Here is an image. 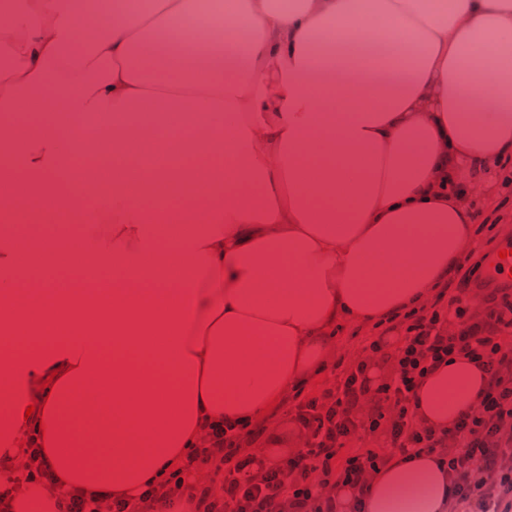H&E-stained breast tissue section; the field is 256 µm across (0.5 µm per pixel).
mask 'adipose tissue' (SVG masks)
Returning <instances> with one entry per match:
<instances>
[{
    "label": "adipose tissue",
    "mask_w": 512,
    "mask_h": 512,
    "mask_svg": "<svg viewBox=\"0 0 512 512\" xmlns=\"http://www.w3.org/2000/svg\"><path fill=\"white\" fill-rule=\"evenodd\" d=\"M50 91L60 116L0 122V161L26 183L0 211L70 209L73 278L116 266L164 286L21 304L15 285L34 271L0 238V331L34 339L0 344V472L40 438L69 486L126 496L211 420H248L309 375L329 324L418 303L458 260L474 215L442 184L455 162L472 175L512 153V0H224L220 18L207 0H12L0 112ZM161 113L192 116L191 133L113 169L107 193L75 176L85 156L140 144ZM160 196L185 226L170 248ZM480 384L449 362L416 406L447 424ZM80 432L103 451L91 471L72 450ZM366 495L368 512H441L447 472L396 459Z\"/></svg>",
    "instance_id": "1"
}]
</instances>
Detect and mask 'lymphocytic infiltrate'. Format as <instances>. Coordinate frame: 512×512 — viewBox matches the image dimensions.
I'll use <instances>...</instances> for the list:
<instances>
[{
  "label": "lymphocytic infiltrate",
  "instance_id": "1",
  "mask_svg": "<svg viewBox=\"0 0 512 512\" xmlns=\"http://www.w3.org/2000/svg\"><path fill=\"white\" fill-rule=\"evenodd\" d=\"M459 359L478 365L482 395L449 424L426 423L416 409L424 380ZM335 371L316 396L295 394L287 454L267 450L265 423L215 424L165 479L112 497L57 489L35 447L8 477L0 512H14L23 491L58 502V512H366L372 477L419 453L445 464L448 512H512L511 288L454 268Z\"/></svg>",
  "mask_w": 512,
  "mask_h": 512
}]
</instances>
